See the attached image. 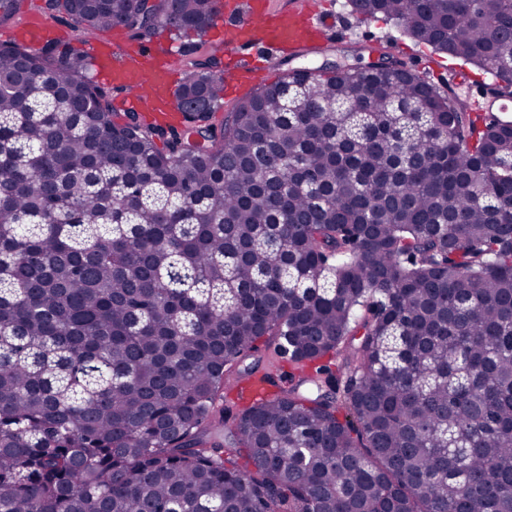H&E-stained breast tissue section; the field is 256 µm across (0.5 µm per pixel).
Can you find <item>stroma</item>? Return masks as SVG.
I'll return each mask as SVG.
<instances>
[{"label": "stroma", "mask_w": 512, "mask_h": 512, "mask_svg": "<svg viewBox=\"0 0 512 512\" xmlns=\"http://www.w3.org/2000/svg\"><path fill=\"white\" fill-rule=\"evenodd\" d=\"M267 11L273 14L295 11L301 18L308 19L319 13H332L340 36L329 39L327 46L315 49L283 50L277 55L274 70L267 76V82L276 81L281 71L291 67H317L327 62L340 61L353 67L366 65L372 58L388 55L390 47H398L400 59L408 65L424 60L431 68L428 82L443 91L475 102H482V84L491 83L490 75H477L474 66L463 63L444 53L436 52L431 46L415 42L409 37L403 25L390 19L362 21L349 12L345 0H263ZM97 38L105 44L118 42L134 51H151L159 58L169 59L173 70H180L179 59L168 58V51L181 47V40L175 39L165 28L159 29L156 37L144 41L132 38L124 28L115 27L98 32Z\"/></svg>", "instance_id": "1"}]
</instances>
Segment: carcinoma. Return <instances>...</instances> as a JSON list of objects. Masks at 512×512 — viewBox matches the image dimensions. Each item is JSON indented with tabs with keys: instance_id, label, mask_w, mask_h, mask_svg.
<instances>
[{
	"instance_id": "obj_1",
	"label": "carcinoma",
	"mask_w": 512,
	"mask_h": 512,
	"mask_svg": "<svg viewBox=\"0 0 512 512\" xmlns=\"http://www.w3.org/2000/svg\"><path fill=\"white\" fill-rule=\"evenodd\" d=\"M213 2L153 12L200 39ZM357 8L512 80V0ZM217 63L177 125L115 111L86 51L0 44V512H512V121L337 67L217 125ZM269 348L291 386L236 369ZM242 376L274 394L229 412Z\"/></svg>"
}]
</instances>
